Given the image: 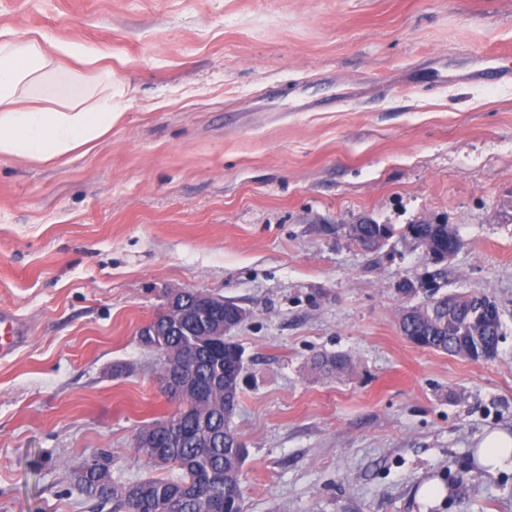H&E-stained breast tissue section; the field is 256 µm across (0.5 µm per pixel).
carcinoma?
I'll list each match as a JSON object with an SVG mask.
<instances>
[{"label":"carcinoma","instance_id":"cac0c4a2","mask_svg":"<svg viewBox=\"0 0 512 512\" xmlns=\"http://www.w3.org/2000/svg\"><path fill=\"white\" fill-rule=\"evenodd\" d=\"M411 237L424 247L432 259L443 262L457 252L461 240L455 229L446 224H412L408 226ZM392 233L384 224H359L354 238L366 244L370 238L383 242ZM491 299L478 291L465 294L431 296L412 306V313L401 316L402 334L413 344L448 355L471 358L482 347L498 344L502 329L501 315L487 316L481 312ZM193 328L181 331L179 336L166 337L167 351L171 359L187 370L195 371L197 380L207 379L206 364L192 362L184 350L191 339ZM244 351L234 341L224 340V403L239 399L242 390L241 375L245 368ZM315 368L328 376L351 370V359L345 354H323L314 359ZM186 407L178 408L174 415L183 420L186 434L175 447L164 448L163 454L154 448L135 449L138 457L155 465H165L181 471L177 477L146 478L139 481L143 498L134 505L115 494L118 484L110 476L111 455L100 453L90 459L89 472L79 487L80 492L98 506L111 502L122 512H171L168 498L174 492L181 493L182 507L179 512H209L204 499L194 489L201 479L212 472L224 477L217 486L224 495V512H243L241 469L247 457L237 433L232 426L235 408H214L208 415L207 428L218 434V441L207 448L197 439L196 428L200 420L198 404L187 400Z\"/></svg>","mask_w":512,"mask_h":512}]
</instances>
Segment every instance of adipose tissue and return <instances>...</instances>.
Segmentation results:
<instances>
[{
	"mask_svg": "<svg viewBox=\"0 0 512 512\" xmlns=\"http://www.w3.org/2000/svg\"><path fill=\"white\" fill-rule=\"evenodd\" d=\"M94 63L102 50L61 46L46 35L0 32V157L29 163L90 152L122 117L112 94V72L88 77L65 57ZM473 458L485 471L512 467V434L485 432Z\"/></svg>",
	"mask_w": 512,
	"mask_h": 512,
	"instance_id": "ef3b65f1",
	"label": "adipose tissue"
}]
</instances>
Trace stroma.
<instances>
[{"instance_id": "obj_1", "label": "stroma", "mask_w": 512, "mask_h": 512, "mask_svg": "<svg viewBox=\"0 0 512 512\" xmlns=\"http://www.w3.org/2000/svg\"><path fill=\"white\" fill-rule=\"evenodd\" d=\"M8 29L101 48L125 115L68 162L0 159V312L28 330L0 512H92L73 472L104 451L117 483L174 476L134 449L175 408L137 336L172 290L246 311L245 512H512V468L472 457L512 433V0H0ZM412 224L463 246L434 263ZM405 281L492 297L497 357L410 343ZM391 233L392 229L384 224L365 222L355 227L353 236L359 244L366 246L367 239L374 238L376 245H378L389 237ZM315 368L328 376H335L351 370V359L346 354H323L314 359ZM473 458L487 472L512 467V434L503 430L485 432L474 448Z\"/></svg>"}]
</instances>
